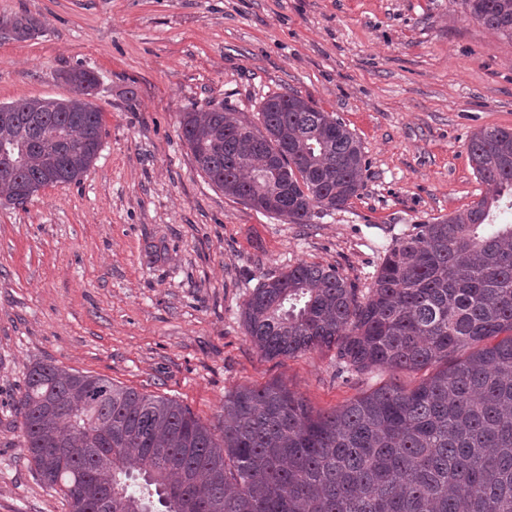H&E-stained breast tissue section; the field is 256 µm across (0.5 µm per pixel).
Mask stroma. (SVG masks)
<instances>
[{
	"label": "stroma",
	"instance_id": "1",
	"mask_svg": "<svg viewBox=\"0 0 512 512\" xmlns=\"http://www.w3.org/2000/svg\"><path fill=\"white\" fill-rule=\"evenodd\" d=\"M43 24L0 37V103L65 98L98 77L101 150L77 181L0 199V512H69L25 460L17 402L37 362L187 407L213 430L224 398L278 381L329 412L414 372L341 373L336 354L268 359L244 301L300 262L367 290L387 250L486 191L472 133L512 128V39L459 0H0ZM297 92L360 139L363 188L287 224L225 196L180 136L182 113L223 105L259 125Z\"/></svg>",
	"mask_w": 512,
	"mask_h": 512
}]
</instances>
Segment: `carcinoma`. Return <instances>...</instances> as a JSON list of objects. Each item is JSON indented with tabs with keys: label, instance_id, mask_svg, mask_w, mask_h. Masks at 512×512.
I'll list each match as a JSON object with an SVG mask.
<instances>
[{
	"label": "carcinoma",
	"instance_id": "cac0c4a2",
	"mask_svg": "<svg viewBox=\"0 0 512 512\" xmlns=\"http://www.w3.org/2000/svg\"><path fill=\"white\" fill-rule=\"evenodd\" d=\"M512 38V0H462ZM34 17L2 16L17 41ZM74 95L0 104V198L22 205L78 180L101 148L96 75L70 70ZM262 128L213 106L185 112L182 138L224 194L290 224H310L358 196L360 141L297 93L261 107ZM467 154L489 193L419 224L384 257L372 286L298 263L243 304L264 357L335 350L349 372H420L325 413L287 385L224 399L221 436L179 403L38 362L18 401L27 461L69 512H512V128L472 135ZM503 333L495 344L488 340Z\"/></svg>",
	"mask_w": 512,
	"mask_h": 512
}]
</instances>
